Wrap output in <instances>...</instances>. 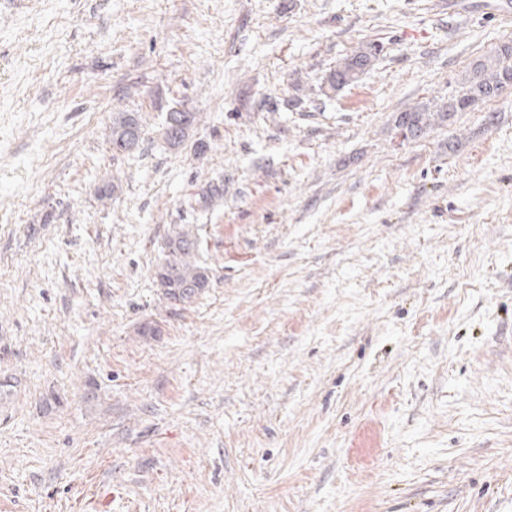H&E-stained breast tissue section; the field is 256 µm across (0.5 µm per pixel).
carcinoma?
Returning a JSON list of instances; mask_svg holds the SVG:
<instances>
[{
  "mask_svg": "<svg viewBox=\"0 0 512 512\" xmlns=\"http://www.w3.org/2000/svg\"><path fill=\"white\" fill-rule=\"evenodd\" d=\"M384 45L376 41L359 44L350 54L341 58L326 78L324 87L339 92L355 84L369 71L380 56ZM512 85V42L499 45L489 54L475 60L463 81L461 90L446 98L422 101L400 112L396 128L408 127L419 137L436 126L450 124L460 112H467L480 102L497 97ZM197 114L182 109L166 113L163 136L172 147L182 145L195 125ZM136 135L142 144V125L136 112H116L112 116L110 142L112 149L118 142ZM200 237L192 224L173 225L165 239L163 257L157 266L156 281L168 300L188 302L210 287V268L199 259Z\"/></svg>",
  "mask_w": 512,
  "mask_h": 512,
  "instance_id": "cac0c4a2",
  "label": "carcinoma"
}]
</instances>
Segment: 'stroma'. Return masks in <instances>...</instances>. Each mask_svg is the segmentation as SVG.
<instances>
[{
	"label": "stroma",
	"mask_w": 512,
	"mask_h": 512,
	"mask_svg": "<svg viewBox=\"0 0 512 512\" xmlns=\"http://www.w3.org/2000/svg\"><path fill=\"white\" fill-rule=\"evenodd\" d=\"M492 3L0 0V512H512V87L394 127L512 41ZM384 45L376 41L359 44L350 54L341 58L331 70L324 83V88L331 92H339L355 84L369 71L380 56L384 54ZM197 115L182 109H172L166 113L163 136L167 144L172 147L182 145L189 136V130L195 125ZM136 134L137 145L135 149V143L132 138L128 139V142H120L121 147L118 151H132L140 148L142 144V125L140 123L139 115L136 112H116L112 116V126L110 127V142L112 149L117 151L118 142L120 140H126L129 136ZM115 151V152H116ZM200 237L193 224L173 225L165 239L155 278L167 300L190 302L209 288L210 268L199 259ZM168 267L167 276H159ZM184 302V303H185Z\"/></svg>",
	"instance_id": "35a3bbf8"
}]
</instances>
